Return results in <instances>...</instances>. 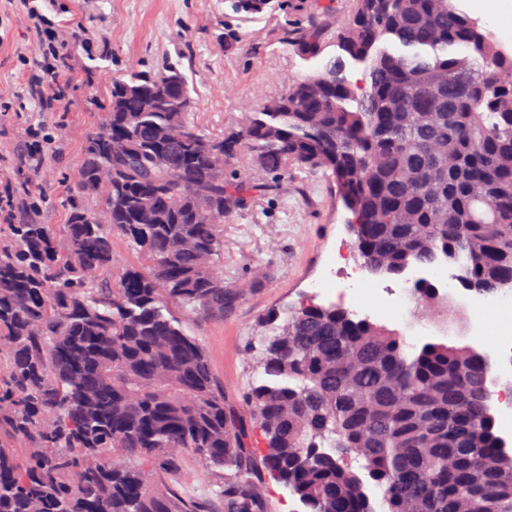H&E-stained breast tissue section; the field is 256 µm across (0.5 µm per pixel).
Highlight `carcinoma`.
<instances>
[{"label":"carcinoma","mask_w":512,"mask_h":512,"mask_svg":"<svg viewBox=\"0 0 512 512\" xmlns=\"http://www.w3.org/2000/svg\"><path fill=\"white\" fill-rule=\"evenodd\" d=\"M273 2L230 0L246 15ZM353 2L342 55L219 136L194 120L179 64L112 81L67 223L7 225L0 512H207L165 481L188 454L221 480L224 512H263L264 472L305 512H377L372 487L383 512H512V449L483 352L408 345L334 304L279 309L247 421L174 315L222 320L258 286H224V211L290 166L346 190L372 274L442 264L460 284L512 287V52L454 0ZM290 39L307 61L324 52L313 24ZM346 57L365 64L363 85L345 76ZM242 154L250 166L227 171ZM104 165L112 197L88 207L84 186ZM101 212L109 223L95 222ZM116 237L141 266L118 265ZM414 294L421 315L448 306L428 281Z\"/></svg>","instance_id":"1"}]
</instances>
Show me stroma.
<instances>
[{
  "label": "stroma",
  "instance_id": "obj_1",
  "mask_svg": "<svg viewBox=\"0 0 512 512\" xmlns=\"http://www.w3.org/2000/svg\"><path fill=\"white\" fill-rule=\"evenodd\" d=\"M351 8L352 0H333L324 13L318 0H282L243 20L229 0H56L55 38L67 51L59 83L68 103L67 111L56 112L42 109L34 95L42 72L23 0H0V104L6 106L0 111V198L13 199L15 215L35 201L39 221L66 223L86 137L102 123L113 80L167 59L180 61L194 119L208 133L220 134L279 97L289 80L340 55L337 33ZM313 18L326 48L322 58L308 61L294 52L288 36ZM33 125L50 139L36 166L27 156ZM350 218L335 183L322 172L296 167L260 200L225 212V286L255 275L261 282L224 319L200 320L186 312L180 318L202 341L225 400L238 412L246 410L245 393L264 380L256 351L269 311L334 301V293L318 290L317 283L335 263L340 243L352 242ZM369 318L417 345L442 338L472 344L478 321L463 297L444 322L413 311L399 319L374 312ZM172 484L183 500L224 512L213 474L199 458H185Z\"/></svg>",
  "mask_w": 512,
  "mask_h": 512
}]
</instances>
